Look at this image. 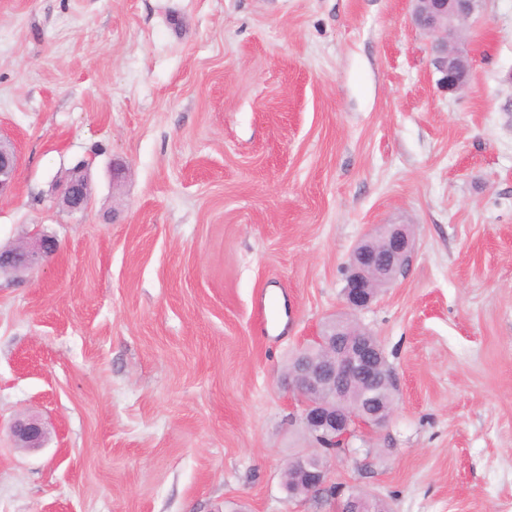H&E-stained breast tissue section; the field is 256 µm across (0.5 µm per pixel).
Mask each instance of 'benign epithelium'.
Here are the masks:
<instances>
[{
    "label": "benign epithelium",
    "mask_w": 512,
    "mask_h": 512,
    "mask_svg": "<svg viewBox=\"0 0 512 512\" xmlns=\"http://www.w3.org/2000/svg\"><path fill=\"white\" fill-rule=\"evenodd\" d=\"M412 20L434 37L435 51L431 65L438 84L449 94L460 92L467 84L472 68L469 53L463 48L458 23L470 18L482 0H412ZM19 165L15 148L0 139V197L13 184ZM61 197L71 212L86 210L91 202L90 188L82 168L71 171L62 185ZM412 249L411 234L405 224L377 227L353 249L342 305L347 317H332L314 336L320 352L311 356L306 349L293 358L284 381L293 393L298 419L317 444L325 441L345 442L359 428H381L395 414L393 397L381 398L380 388H395L382 345L369 338L370 332L353 320V316L370 308L379 290L392 283L408 263ZM57 250L55 240L39 237L16 251H0V270L24 272L50 258ZM354 385L362 389L361 405L347 406V393ZM11 435L19 448H39L46 431L41 420L33 417L13 422ZM308 455L291 459L300 467L306 493L321 491L327 484L328 462L306 466ZM342 512H372L369 497L351 495Z\"/></svg>",
    "instance_id": "obj_1"
}]
</instances>
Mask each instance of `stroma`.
<instances>
[{
    "instance_id": "stroma-1",
    "label": "stroma",
    "mask_w": 512,
    "mask_h": 512,
    "mask_svg": "<svg viewBox=\"0 0 512 512\" xmlns=\"http://www.w3.org/2000/svg\"><path fill=\"white\" fill-rule=\"evenodd\" d=\"M411 11L0 0V248L58 245L0 272V512H512V0L467 21L455 95ZM381 224L413 238L360 317L396 412L292 500L282 465L314 444L279 379ZM22 416L44 447L15 445ZM19 165V156L15 148L0 139V197L8 192L13 184ZM61 197L69 212H81L89 207L91 202L90 188L81 167L71 171L70 177L62 185ZM57 250L55 240L39 237L29 244H23L16 251H0L2 272H24L32 270L50 258Z\"/></svg>"
}]
</instances>
